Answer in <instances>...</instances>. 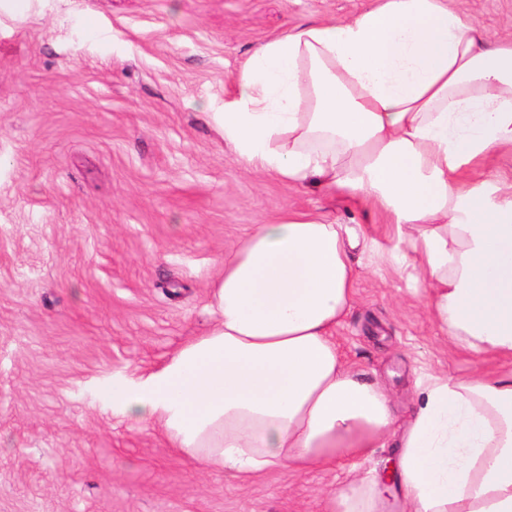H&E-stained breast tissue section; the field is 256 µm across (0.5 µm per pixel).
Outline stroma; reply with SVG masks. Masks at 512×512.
I'll use <instances>...</instances> for the list:
<instances>
[{
  "label": "stroma",
  "mask_w": 512,
  "mask_h": 512,
  "mask_svg": "<svg viewBox=\"0 0 512 512\" xmlns=\"http://www.w3.org/2000/svg\"><path fill=\"white\" fill-rule=\"evenodd\" d=\"M375 0H0V512H326L344 469L247 483L113 415L112 380L205 335L224 256L289 212L362 238L343 357L407 418L449 352L394 225L247 170L209 115L267 41ZM496 35L512 0H448Z\"/></svg>",
  "instance_id": "1"
}]
</instances>
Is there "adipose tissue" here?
Here are the masks:
<instances>
[{
	"label": "adipose tissue",
	"instance_id": "ef3b65f1",
	"mask_svg": "<svg viewBox=\"0 0 512 512\" xmlns=\"http://www.w3.org/2000/svg\"><path fill=\"white\" fill-rule=\"evenodd\" d=\"M211 120L246 167L314 181L396 225L449 351L512 360V182L485 172L512 154L511 36L446 0H378L262 45ZM357 244L322 217L258 225L224 260L207 335L114 382L113 410L240 481L334 469L398 424L404 512H512V371L433 375L398 423L385 388L334 339L354 301ZM383 503L379 480L353 478L327 510Z\"/></svg>",
	"mask_w": 512,
	"mask_h": 512
}]
</instances>
